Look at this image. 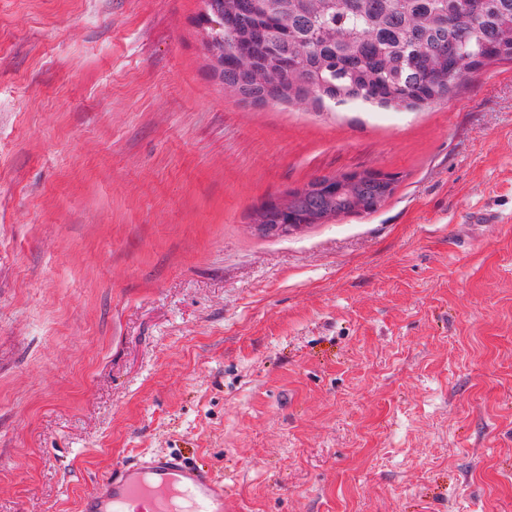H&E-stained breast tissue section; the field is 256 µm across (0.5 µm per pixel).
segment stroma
<instances>
[{"label": "stroma", "mask_w": 512, "mask_h": 512, "mask_svg": "<svg viewBox=\"0 0 512 512\" xmlns=\"http://www.w3.org/2000/svg\"><path fill=\"white\" fill-rule=\"evenodd\" d=\"M200 0H0V512L145 452L243 512H512V60L419 107L226 92ZM397 175L282 238L268 200Z\"/></svg>", "instance_id": "35a3bbf8"}]
</instances>
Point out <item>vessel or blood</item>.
Returning <instances> with one entry per match:
<instances>
[{"mask_svg": "<svg viewBox=\"0 0 512 512\" xmlns=\"http://www.w3.org/2000/svg\"><path fill=\"white\" fill-rule=\"evenodd\" d=\"M231 498L223 478L172 454L120 461L95 479L80 512H130L144 502L150 512H226Z\"/></svg>", "mask_w": 512, "mask_h": 512, "instance_id": "b4317fda", "label": "vessel or blood"}]
</instances>
